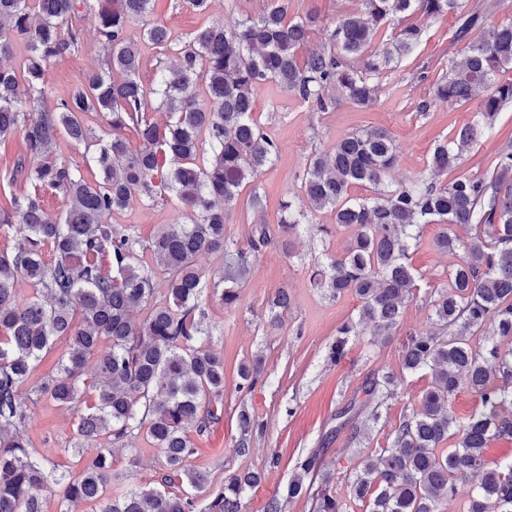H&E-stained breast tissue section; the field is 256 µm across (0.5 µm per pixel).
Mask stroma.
Segmentation results:
<instances>
[{
  "label": "stroma",
  "mask_w": 512,
  "mask_h": 512,
  "mask_svg": "<svg viewBox=\"0 0 512 512\" xmlns=\"http://www.w3.org/2000/svg\"><path fill=\"white\" fill-rule=\"evenodd\" d=\"M360 5V0H292L291 13L318 17L319 26L309 43L317 50L325 44L326 28L336 15L357 11ZM262 7V0H211L208 13L201 14L189 0H152L149 18L164 23L178 45L211 22L254 16ZM460 24L456 13L430 22L415 55L404 59L391 76L380 79L377 102L369 109L344 103L330 112H314L275 82H265L255 90L254 117L279 152L253 183L263 198L262 210L239 200L225 234L229 249L243 248L252 229L262 223L269 227L272 242L257 255L237 306L217 301L206 305L213 345L224 354V414L207 437L195 438L197 451L191 459L193 466L208 472L214 488L233 471L263 473L260 485L245 494L242 512H264L268 499L291 478L295 457L312 448L321 449L324 467L336 477L338 494L348 500L347 512H366L361 502L350 497L349 476L365 454L386 445L403 416L419 408L423 393L432 384L430 373L404 374L401 345L403 332L432 328L430 300L436 289L446 286L448 268L457 261L456 255L440 252L433 245L440 225H423L420 244L411 256L419 289L404 310L402 333L378 343L367 336L353 337L345 360L336 365L327 358L328 348L340 325L358 319L360 303L352 295L329 297L312 286L309 274L327 255L343 252L355 229L334 228L333 213H315L294 237L291 253H284L281 204L287 200L304 204L302 177L308 157L316 151H330L340 137L361 128L380 127L391 133L399 158L389 184L408 183L424 173L437 141L468 123L477 107L473 101L451 107L433 100L437 72H430L425 81L417 78L422 65L448 60L463 48V41L456 38ZM97 26L93 12L83 13L81 50L54 64L47 74L57 93L81 85L88 72L101 69ZM423 100L430 103L425 112L417 109ZM511 139L512 104L500 112L494 137L463 154L456 175L491 171L498 149ZM180 219L179 203L170 196L154 204L133 201L116 221L148 240L162 225ZM318 224L332 226L331 235L316 233ZM280 290L288 293L290 303L280 310V326L275 329L269 324V301ZM256 356L264 359L263 374L250 394L240 393L236 389L238 366ZM377 370L403 376L404 394L383 406L362 443H349L347 432L335 429L336 413L357 397L367 374ZM243 406L257 421L245 455L235 451L237 413ZM26 434L31 447L55 461L60 470L78 472L77 458L67 453L76 438V420L70 413L39 399L29 406ZM162 467L157 449L145 436H137L131 448L115 452L110 489L122 492L149 483Z\"/></svg>",
  "instance_id": "obj_1"
}]
</instances>
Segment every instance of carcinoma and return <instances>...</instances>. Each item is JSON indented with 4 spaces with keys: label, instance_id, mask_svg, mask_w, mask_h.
Listing matches in <instances>:
<instances>
[{
    "label": "carcinoma",
    "instance_id": "carcinoma-1",
    "mask_svg": "<svg viewBox=\"0 0 512 512\" xmlns=\"http://www.w3.org/2000/svg\"><path fill=\"white\" fill-rule=\"evenodd\" d=\"M151 0H0V142L22 136L24 155L15 173L31 190L0 206V231L18 236L13 251H0V512H42L43 493H59V512H241L243 494L262 481L259 472L233 474L206 492V472L190 464L188 435L210 433L224 413V355L212 346L202 308L204 292L222 304L239 300L240 284L271 236L252 230L212 278L196 266L203 253L225 250L224 227L240 193L278 153L276 143L253 117L254 90L278 83L317 112L342 103L371 108L377 79L399 66L421 44L420 20L464 12L460 33L483 27L448 59L433 84L448 106L479 99L470 122L437 143L431 175L448 173L462 155L490 138L501 110L512 103V24H485L494 5L465 12L462 0H361V9L336 16L327 46L301 56L317 18L288 17L291 0H264L257 17L200 28L177 50L174 64H159L150 92L139 81V44L129 22L149 13ZM93 9L106 68L85 84L53 96L50 65L79 50L80 14ZM391 32L389 42L384 34ZM143 41L170 44L167 28L144 23ZM27 55L16 64V42ZM170 114L159 125L145 117L147 94ZM105 117L96 131L84 116ZM140 139L133 148L122 130ZM65 132L100 170L94 183L52 157L51 145ZM397 150L384 128H365L336 141L329 152L307 159L303 192L308 210L282 204L280 227L289 236L308 214L329 209L338 227L357 232L345 254L327 256L311 274L315 286L335 298L361 302L359 324L372 336L397 332L413 296L411 254L422 224L442 225L435 247L456 253L448 286L431 300L441 332H414L402 346L403 370L431 371L432 385L420 409L400 422L388 445L368 454L355 469L351 488L367 512H442L454 495L452 477L475 479L469 512H512V461L487 466L484 450L495 438H512V144L498 151L490 176H458L436 184L421 177L395 188L385 183ZM356 186L374 195H352ZM65 197L67 210L52 221L43 194ZM175 195L189 220L168 224L148 241L112 223L133 199L155 202ZM470 229L459 236L454 227ZM51 248L55 258L44 262ZM165 278L156 297V276ZM29 297H17L19 280ZM358 324L344 323L329 347L340 361ZM64 341L56 372L29 386L42 354ZM263 371L262 359L243 361L238 389L250 393ZM401 379L375 373L363 381L364 400L336 413V430L349 428V442L365 438L360 410L379 409L399 397ZM461 389L475 394L474 413L458 421L450 407ZM46 398L77 415L71 451L84 459L76 475L32 448L25 435L28 403ZM235 448L249 451L256 427L241 407ZM145 431L164 459L153 481L120 494L108 493L112 452ZM457 437L450 452L443 442ZM321 449L299 456L294 475L267 502L266 512H286L303 496L312 512H346L333 474L323 469Z\"/></svg>",
    "mask_w": 512,
    "mask_h": 512
}]
</instances>
